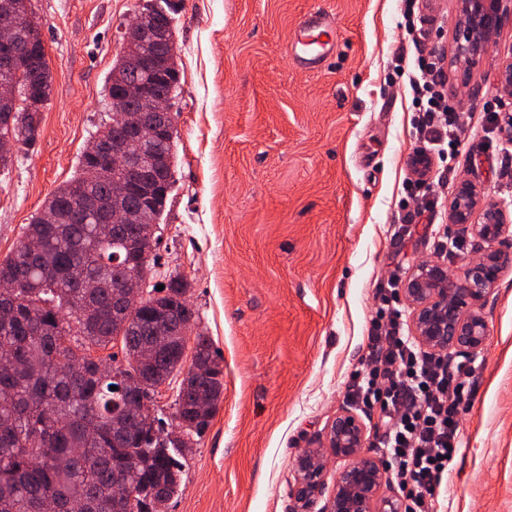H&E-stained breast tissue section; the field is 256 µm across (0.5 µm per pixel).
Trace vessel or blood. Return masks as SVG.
<instances>
[{
  "label": "vessel or blood",
  "mask_w": 512,
  "mask_h": 512,
  "mask_svg": "<svg viewBox=\"0 0 512 512\" xmlns=\"http://www.w3.org/2000/svg\"><path fill=\"white\" fill-rule=\"evenodd\" d=\"M341 38L337 20L325 10L306 13L292 30L287 45L293 67L309 73L322 72L331 61Z\"/></svg>",
  "instance_id": "vessel-or-blood-1"
}]
</instances>
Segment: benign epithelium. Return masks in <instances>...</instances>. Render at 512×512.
Segmentation results:
<instances>
[{
    "mask_svg": "<svg viewBox=\"0 0 512 512\" xmlns=\"http://www.w3.org/2000/svg\"><path fill=\"white\" fill-rule=\"evenodd\" d=\"M170 0H155L153 8L136 14L129 28L142 26L149 20L169 18L166 4ZM512 9V0H460L456 22V56L474 65L487 51L499 30L502 14ZM170 95H156L142 89L138 99V115L129 118L131 132L139 136L146 131L143 114L161 112L165 126L155 133H173ZM112 169L121 170L129 185L138 184L143 163L125 154L120 146L112 147ZM84 208L94 212L98 235L108 238L116 224H130L134 216L118 207L101 210L90 202ZM449 229L472 236L486 245L483 256L470 264L461 278L447 266L422 262L404 282L402 294L412 307L414 335L424 351L431 354L471 356L486 343V322L480 309L502 274L512 267V253L494 247L512 231L505 224V212L485 199L481 190L468 181L460 183L455 196L448 201ZM148 279L124 293L126 305L136 310L148 296ZM133 424L141 427L152 421L154 409L140 401L130 406ZM367 429L363 419L352 409L342 408L327 426L324 445L307 448L295 459L290 496L293 512H313L326 482L328 466L325 448L347 461L336 472L334 491L319 512H409L405 496L382 491L387 466L384 461L363 452Z\"/></svg>",
    "mask_w": 512,
    "mask_h": 512,
    "instance_id": "1",
    "label": "benign epithelium"
}]
</instances>
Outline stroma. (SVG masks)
Returning <instances> with one entry per match:
<instances>
[{"label":"stroma","instance_id":"stroma-1","mask_svg":"<svg viewBox=\"0 0 512 512\" xmlns=\"http://www.w3.org/2000/svg\"><path fill=\"white\" fill-rule=\"evenodd\" d=\"M146 0H32L52 73L34 146L0 168V259L44 199L70 179L110 117L104 85L122 32ZM342 30L322 72L294 69L289 33L313 8ZM400 0H178L171 15L179 89L174 184L154 249L156 282L190 284L195 330L222 356L224 397L183 460L166 512H291L296 456L317 446L367 356L374 295L390 271L420 262L455 274L480 248L448 236V200L463 181L512 225V99L497 85L512 63V15L476 65L454 54L459 0H419L425 35L402 27ZM460 115L453 156L433 159L436 204L400 238L415 203L404 187L422 143L408 74L418 58ZM487 342L470 356L461 448L440 512H512V271L483 309Z\"/></svg>","mask_w":512,"mask_h":512}]
</instances>
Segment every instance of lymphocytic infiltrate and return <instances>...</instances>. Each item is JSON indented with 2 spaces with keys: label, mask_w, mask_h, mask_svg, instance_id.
<instances>
[{
  "label": "lymphocytic infiltrate",
  "mask_w": 512,
  "mask_h": 512,
  "mask_svg": "<svg viewBox=\"0 0 512 512\" xmlns=\"http://www.w3.org/2000/svg\"><path fill=\"white\" fill-rule=\"evenodd\" d=\"M435 68V63L421 62L410 87L415 131L429 150L442 155L455 146L450 130L456 115L426 78ZM396 286V278H388L378 295L366 336L370 361L353 376L348 396L377 411L383 427L378 445L411 500V512H433L460 447L464 380L472 369L449 367L443 357L424 352L410 339L401 312L390 305Z\"/></svg>",
  "instance_id": "lymphocytic-infiltrate-1"
}]
</instances>
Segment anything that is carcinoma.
Returning a JSON list of instances; mask_svg holds the SVG:
<instances>
[{"mask_svg": "<svg viewBox=\"0 0 512 512\" xmlns=\"http://www.w3.org/2000/svg\"><path fill=\"white\" fill-rule=\"evenodd\" d=\"M15 6L0 7V23L27 27V39L36 59L35 73L22 71L11 77L14 97L11 111L0 114V130L11 132L17 143L31 147L39 135L41 106L48 101L52 74L38 26L17 13ZM142 79L136 59L125 57L113 65L105 82V95L135 87ZM95 138L125 143L121 120L101 126ZM132 156L158 165L156 174L173 178L174 143L149 138L126 143ZM123 174L112 162L90 172L81 154L71 179L44 200L42 210L65 214L60 224H45L35 215L27 225L26 240H36L38 253L29 254L24 243L0 260V274L17 283V306L8 321H0V512H39L47 499L57 512H157V497L178 495L182 463L178 452L185 442L158 425L159 419L112 445V433L124 430L129 415L126 402L133 394L151 403L162 383L154 373L184 375L178 393V418L188 423L185 435L201 436L209 426L196 411L198 395L211 398L216 409L224 395V368L211 342L198 334L194 339L189 371H184L187 332L194 311L185 305L189 283L169 277L164 289L151 285L144 307L124 312L112 306L113 292L143 277H153V244L134 254L127 240L139 233L128 224L109 239L97 237L95 219L82 212L78 196L107 206L120 203L139 210L144 220H161L165 203L147 208L141 197L123 191ZM94 278L97 288L90 297L81 283ZM161 318L176 322L182 334L156 336L154 324ZM122 340L124 361L108 352ZM111 362L112 375L99 377L94 354ZM101 420V434L89 436L90 413ZM53 439L55 458L43 460L37 438ZM132 485L129 499L117 492V476Z\"/></svg>", "mask_w": 512, "mask_h": 512, "instance_id": "carcinoma-1", "label": "carcinoma"}]
</instances>
